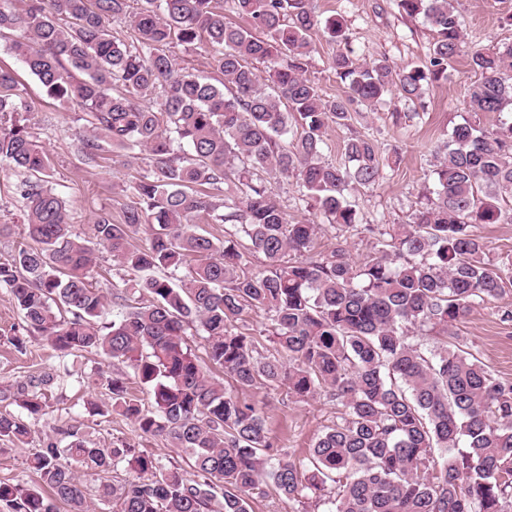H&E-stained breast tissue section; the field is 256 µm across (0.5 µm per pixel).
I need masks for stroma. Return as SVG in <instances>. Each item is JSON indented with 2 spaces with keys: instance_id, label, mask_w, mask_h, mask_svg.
Returning a JSON list of instances; mask_svg holds the SVG:
<instances>
[{
  "instance_id": "1",
  "label": "stroma",
  "mask_w": 512,
  "mask_h": 512,
  "mask_svg": "<svg viewBox=\"0 0 512 512\" xmlns=\"http://www.w3.org/2000/svg\"><path fill=\"white\" fill-rule=\"evenodd\" d=\"M314 4L322 15L336 14L345 19L349 46L361 62L385 58L404 67L424 62L430 53V28L421 21L401 17L389 0H314ZM455 5L462 16L465 44L449 61L447 80L427 86L425 107L419 117L393 120L392 105L383 103L357 127L359 133L379 140L384 164L383 177L377 185L355 188L351 194L358 206L360 223L410 221L425 194L434 187V149L443 145L452 128L468 117L465 101L479 79L470 66L472 52L512 43V0H456ZM311 43L308 77L319 85L324 96L340 95L343 87L330 69L336 44L319 32L313 33ZM0 66L21 73L30 108L28 125L51 157L52 185L70 204L73 230L87 237L97 213L108 211L113 217H120L126 201L124 189L147 169L148 159L129 165L124 157L113 154L103 166L84 165L78 152L79 141L86 133L81 112L48 98L37 80L24 73L22 63L3 45ZM20 180L14 170L0 165V224L12 227L10 236L0 237L1 258L27 241L14 194ZM501 304L512 306V292L505 294L500 304L476 305L459 325L458 334L491 371L512 381V325L499 321L497 307ZM21 322L13 300L0 290V383L61 364L68 368L70 376L48 391L49 413L33 426L26 444L0 452V481L20 476L36 482V474L28 468V458L76 421L82 422L87 437L98 445L127 442L164 462L176 458V451L160 439L143 437L132 420L114 412L103 416L89 412L87 399L106 398L107 378L121 372V364H103L96 355L87 353L62 363L37 336L28 338L24 351H16L7 338ZM244 396L262 407L268 429L293 460L306 457L324 426L336 418L335 405L322 396L298 402L289 398L282 387L255 388L245 391Z\"/></svg>"
}]
</instances>
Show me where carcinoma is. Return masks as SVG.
Segmentation results:
<instances>
[{"label":"carcinoma","mask_w":512,"mask_h":512,"mask_svg":"<svg viewBox=\"0 0 512 512\" xmlns=\"http://www.w3.org/2000/svg\"><path fill=\"white\" fill-rule=\"evenodd\" d=\"M434 32L423 65H370L338 50L331 70L343 94L327 98L306 75L310 38L322 32L348 45V28L321 18L312 0H0V39L48 97L83 112L89 133L83 163L106 153L149 168L126 188L120 221L102 212L92 236L71 230L69 205L51 185V162L28 130L17 71L0 66V163L26 174L15 187L33 244L0 261V288L23 318L8 343L21 352L40 336L64 359L95 353L124 364L107 380L106 402L183 453L186 466L161 464L121 442H87L82 423L48 441L28 467L40 480L0 481L12 512H252L269 480L296 502L314 496L324 512H512V381L489 371L457 334L480 303L512 287V256L498 261L474 228L512 224V121L489 131L466 120L435 150V188L407 224H360L349 191L382 178L381 145L355 133L343 162L325 159L330 126L350 128L359 107L391 94L422 103L425 86L448 79L463 29L453 0H393ZM238 15L253 29L228 21ZM127 24L128 35L110 22ZM206 40L216 47L197 74L172 54ZM276 64L261 81L258 65ZM481 75L469 91L474 115L512 107V43L476 50ZM293 176L299 202L341 232L315 251L319 225L288 219L270 179ZM224 225V240L196 230ZM149 232L134 244L140 229ZM376 233L357 261L350 237ZM141 274L148 296L93 286L95 246ZM258 254L264 268H249ZM189 276L177 277L187 262ZM112 321L97 324L107 306ZM266 315L271 347L262 350L250 313ZM202 332L207 360L188 346ZM431 333L423 351L411 330ZM223 369L236 390L286 387L300 401L323 396L339 408L301 460L280 458L262 409L211 374ZM48 369L0 383V441L25 443L47 414ZM149 388L151 405L131 383ZM124 466L132 479L115 484ZM97 472L94 497L77 469Z\"/></svg>","instance_id":"cac0c4a2"}]
</instances>
